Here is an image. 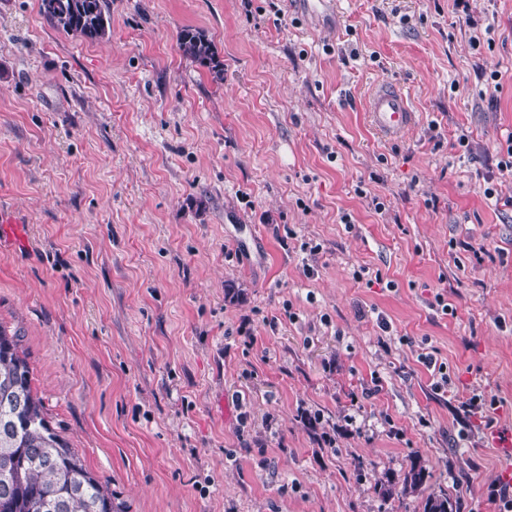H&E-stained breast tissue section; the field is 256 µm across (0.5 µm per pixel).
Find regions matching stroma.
Returning a JSON list of instances; mask_svg holds the SVG:
<instances>
[{
    "label": "stroma",
    "instance_id": "1",
    "mask_svg": "<svg viewBox=\"0 0 512 512\" xmlns=\"http://www.w3.org/2000/svg\"><path fill=\"white\" fill-rule=\"evenodd\" d=\"M468 4L106 0L87 43L0 0V327L116 512H497L512 0ZM383 85L404 138L370 121ZM414 462L420 493L382 497ZM178 44L183 54L206 67L214 80H223L224 63L219 60L214 44L204 31L185 28L178 35ZM369 109L375 127L387 135H400L412 123V112L406 99L391 88L379 90L370 102Z\"/></svg>",
    "mask_w": 512,
    "mask_h": 512
}]
</instances>
